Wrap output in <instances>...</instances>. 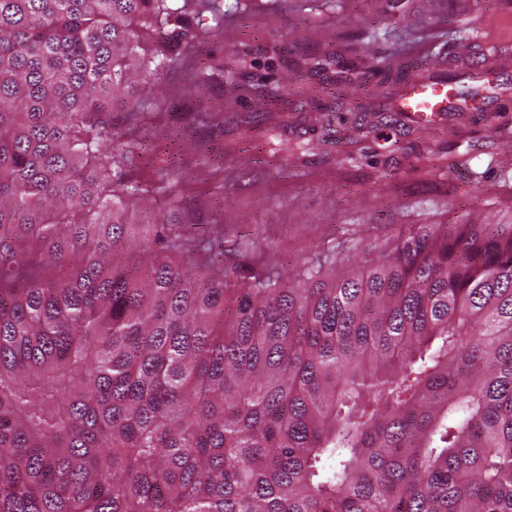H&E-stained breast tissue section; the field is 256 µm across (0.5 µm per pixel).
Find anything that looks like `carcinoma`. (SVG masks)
<instances>
[{"mask_svg": "<svg viewBox=\"0 0 512 512\" xmlns=\"http://www.w3.org/2000/svg\"><path fill=\"white\" fill-rule=\"evenodd\" d=\"M205 12L0 0V512H512V219L292 269L142 223L108 113ZM372 79L387 112L389 64L337 76Z\"/></svg>", "mask_w": 512, "mask_h": 512, "instance_id": "obj_1", "label": "carcinoma"}]
</instances>
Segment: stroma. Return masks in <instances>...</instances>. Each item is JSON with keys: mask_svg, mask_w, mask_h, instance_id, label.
<instances>
[{"mask_svg": "<svg viewBox=\"0 0 512 512\" xmlns=\"http://www.w3.org/2000/svg\"><path fill=\"white\" fill-rule=\"evenodd\" d=\"M371 25L390 38H368ZM192 32L194 67L141 85L151 110L128 133L154 214L259 235L265 259L291 264L351 226L383 243L414 224L512 217V0H224L223 26ZM489 44L507 83L492 111L422 125L368 110L353 129L370 101L337 86L338 65L392 56L424 76ZM312 56L320 73L299 66Z\"/></svg>", "mask_w": 512, "mask_h": 512, "instance_id": "35a3bbf8", "label": "stroma"}]
</instances>
